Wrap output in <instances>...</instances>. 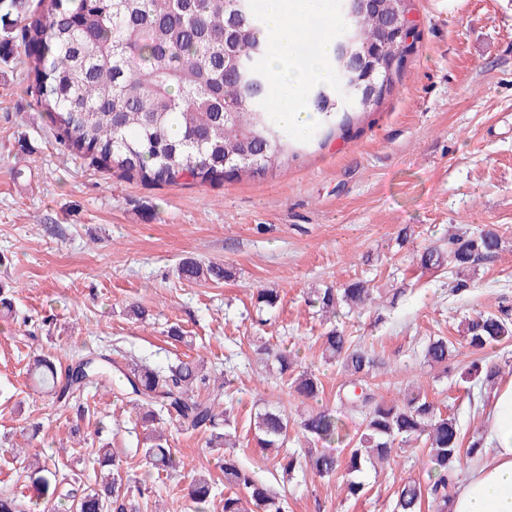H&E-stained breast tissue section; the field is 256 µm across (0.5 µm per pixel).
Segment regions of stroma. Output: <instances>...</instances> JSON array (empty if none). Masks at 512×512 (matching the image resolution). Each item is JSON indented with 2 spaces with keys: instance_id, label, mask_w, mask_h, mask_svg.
<instances>
[{
  "instance_id": "stroma-1",
  "label": "stroma",
  "mask_w": 512,
  "mask_h": 512,
  "mask_svg": "<svg viewBox=\"0 0 512 512\" xmlns=\"http://www.w3.org/2000/svg\"><path fill=\"white\" fill-rule=\"evenodd\" d=\"M420 39L392 92L360 117L350 134L311 142L267 175L214 185H146L90 166L61 145L29 96L33 76L23 52L0 61V491L25 484L11 451L53 457L60 472L95 483L105 447L125 456L127 500L137 512H194L184 489L195 471L217 484L204 512H222L223 458L202 433L169 424L185 463L156 478L133 450L143 436L125 395L89 387L78 408H62L26 373L31 357L61 364L88 349L118 363L165 370L203 362L228 381L235 407L238 463L261 478L270 466L247 420L264 403L300 420L316 404L335 408L356 434L359 416L341 406L346 380L324 360L320 336L344 330L376 365L368 381L392 399L417 383L455 414L465 439L482 434L480 407L492 392L461 380L475 358L512 379V343L472 351L461 321L480 313L512 318V0H411ZM496 231L504 247L481 262L468 287L450 292V270H425L419 253L447 247L452 233ZM186 258L229 267L231 279L199 285L179 279ZM355 279L380 293L374 303L325 319L309 307L313 288ZM277 292L276 307L257 293ZM147 309L145 319L130 306ZM180 327L184 341L169 338ZM457 347L447 368L424 365L429 337ZM285 346L322 381L315 402L288 392L269 374L262 343ZM421 442L403 445L364 476L366 493L347 497L339 480L296 473L282 493L288 512H392L396 493L426 476Z\"/></svg>"
}]
</instances>
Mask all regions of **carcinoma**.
Wrapping results in <instances>:
<instances>
[{"instance_id": "cac0c4a2", "label": "carcinoma", "mask_w": 512, "mask_h": 512, "mask_svg": "<svg viewBox=\"0 0 512 512\" xmlns=\"http://www.w3.org/2000/svg\"><path fill=\"white\" fill-rule=\"evenodd\" d=\"M0 0V53L22 49L29 58L33 82L30 95L50 114L57 138L89 165L136 179L147 185L213 184L226 179L254 178L297 158L306 143L291 140L272 120L269 79L265 70L270 39L261 36L262 17L254 0ZM339 0L348 24L336 45L348 42L359 60L379 55L401 58L407 49L392 41L385 18L410 11L409 0H370L351 10ZM352 58L334 54L329 67L335 80L311 86L308 107L319 114L317 134L329 139L351 125L352 114L381 104L402 67L373 74L380 92L363 98L367 82L351 69ZM502 249L498 233L488 230L453 236L448 250L427 248L419 255L423 269L450 267L452 288L467 287L466 276L480 261ZM179 277L188 282H220L231 270L220 264L188 259L179 264ZM372 300L367 282L357 280L340 288H319L310 301L326 313L341 305L362 308ZM461 333L478 352L512 341V322L505 315L483 314L463 322ZM322 356L340 364L349 377L339 400L362 415L360 433L349 440L341 461L327 447L343 440L336 411L313 409L297 422L310 448L305 457L288 452L290 421L285 407L266 406L253 414L250 429L258 447L274 453V471L289 479L309 467L320 478H341L346 496L364 491L366 470L390 460L396 444L421 440L428 448V479L402 486L396 512H422L425 498L436 512H448L455 477L463 461L482 452L481 439L463 447L457 419L428 396L412 390L398 401L377 397L366 383L373 359L352 337L337 328L322 337ZM260 353L274 359L277 374L289 391L307 399L318 397L321 382L315 373L298 369L288 349ZM454 344L443 336L423 349L424 361L448 367ZM125 381L132 409L148 429L145 447L137 449L145 465L157 475L179 464L164 430V417L189 432L209 433L206 446L224 450V512H284L285 499L276 487L237 464L229 441L236 437L237 415L224 394H193L206 386L208 376L191 361L169 372L144 364L124 369L107 351H90L62 369L38 356L29 371L45 393L62 407L91 383L112 386V370ZM468 377L493 383L494 366L476 359ZM102 461L112 466L111 477L72 496L74 512H125L122 494L123 460L102 449ZM29 479L44 504L57 498L56 461L30 463ZM211 476L198 473L187 487L196 504L209 501Z\"/></svg>"}]
</instances>
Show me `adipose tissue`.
<instances>
[{
    "mask_svg": "<svg viewBox=\"0 0 512 512\" xmlns=\"http://www.w3.org/2000/svg\"><path fill=\"white\" fill-rule=\"evenodd\" d=\"M264 35L272 40L266 62L277 95L276 120L300 131L317 113L305 109L303 95L333 78L328 60L336 48L330 32L338 19L331 0H260ZM488 452L452 492L450 512H512V380L497 387L483 417Z\"/></svg>",
    "mask_w": 512,
    "mask_h": 512,
    "instance_id": "ef3b65f1",
    "label": "adipose tissue"
}]
</instances>
